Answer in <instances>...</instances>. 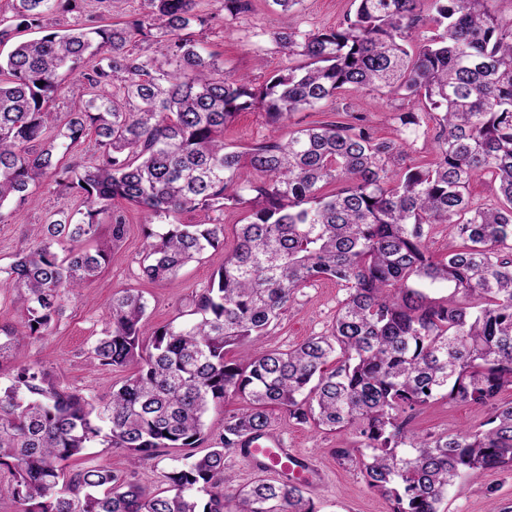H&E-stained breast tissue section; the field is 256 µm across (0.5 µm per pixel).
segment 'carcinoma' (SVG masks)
Segmentation results:
<instances>
[{
    "instance_id": "obj_1",
    "label": "carcinoma",
    "mask_w": 512,
    "mask_h": 512,
    "mask_svg": "<svg viewBox=\"0 0 512 512\" xmlns=\"http://www.w3.org/2000/svg\"><path fill=\"white\" fill-rule=\"evenodd\" d=\"M79 2L12 0L0 45ZM194 2L144 0L138 19L18 41L0 61V222L38 178L85 208L79 220L57 212L34 225L31 245L0 267V290L22 300L20 326H0V364L51 335L68 299L101 273L126 232L117 204L164 220L144 230L139 276L149 284L223 246L224 210L244 212L224 264L192 298V319L153 325L142 291L112 296L91 362L134 371L107 400L60 385L42 365L14 367L0 384V471L10 475L0 501L14 512H318L296 479L237 488L226 468L243 438L270 432L277 407L345 436L333 453L392 512H443L463 477L512 468V402L499 403L512 387V19L498 0H354L335 28L274 33L296 64L255 85L193 38L205 24ZM149 41L162 58L136 49ZM63 70L90 94L47 143ZM115 80L120 99L107 91ZM374 91L390 100L393 138H376L357 110ZM326 104L338 120L279 134L293 113ZM241 112L270 126L242 151L224 143ZM429 120L435 153L424 163L404 135ZM91 131V158L66 161ZM242 168L256 177L245 188ZM475 178L496 186L492 200L472 199ZM196 209L213 217L179 221ZM103 217L111 238L85 247ZM440 227L461 245L435 258L428 243ZM319 279L345 291L330 328L291 349L265 347L295 294ZM442 287L450 294L430 295ZM244 342L256 352L228 357ZM237 396L246 407L195 456L208 411ZM438 402L490 416L451 433L408 426L404 414ZM96 444L134 465L161 448L187 454L166 488L148 491L105 466L68 468Z\"/></svg>"
}]
</instances>
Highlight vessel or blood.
Segmentation results:
<instances>
[{
    "instance_id": "obj_1",
    "label": "vessel or blood",
    "mask_w": 512,
    "mask_h": 512,
    "mask_svg": "<svg viewBox=\"0 0 512 512\" xmlns=\"http://www.w3.org/2000/svg\"><path fill=\"white\" fill-rule=\"evenodd\" d=\"M246 460L254 470L278 479L298 478L320 487L325 473L320 466L296 449L288 447L276 433L246 443Z\"/></svg>"
}]
</instances>
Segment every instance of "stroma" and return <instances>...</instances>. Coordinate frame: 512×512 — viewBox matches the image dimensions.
<instances>
[{
  "label": "stroma",
  "instance_id": "1",
  "mask_svg": "<svg viewBox=\"0 0 512 512\" xmlns=\"http://www.w3.org/2000/svg\"><path fill=\"white\" fill-rule=\"evenodd\" d=\"M350 10L351 0H300L291 13L284 14L273 0H251L248 12L228 19L219 0H195L194 11L206 23L195 27L194 35L207 51L217 54L222 68L259 84L289 64L287 54L273 39L276 30L290 24L305 30L333 28ZM142 12V0H120L113 6L106 0H82L78 9L49 13L44 26L51 33L76 25L93 26L103 20L130 21ZM267 134L268 126L261 114L244 112L226 127L224 141L243 149L261 142ZM31 189L33 202L19 207L15 220L0 223L2 267L20 248L29 245L31 225L44 223L53 213H74L81 207L79 197L58 191L45 179L36 180ZM124 212L128 217L125 237L113 249L103 272L83 289L81 296L69 299L53 333L30 342L22 354L23 361L41 363L64 385L97 397L109 396L124 376L123 371L94 367L87 360L93 342L106 326L113 294L124 288H143L149 320L154 324L186 314L192 295L205 288L223 264L225 250L234 243V226L242 218L240 210L225 211L222 249L209 251L171 281L145 285L139 278V261L149 217L130 205ZM344 296L341 288L326 279L301 289L267 337V346L285 350L324 334ZM488 416L485 408L437 403L417 413L411 426L424 433H443L479 425ZM271 429L282 435L289 447L311 455L324 470V486L308 491L319 512H390L389 501L370 493L360 473L334 455L340 435L298 424L280 409L271 414ZM443 508L445 512H512V470H487L460 480L449 491Z\"/></svg>",
  "mask_w": 512,
  "mask_h": 512
}]
</instances>
